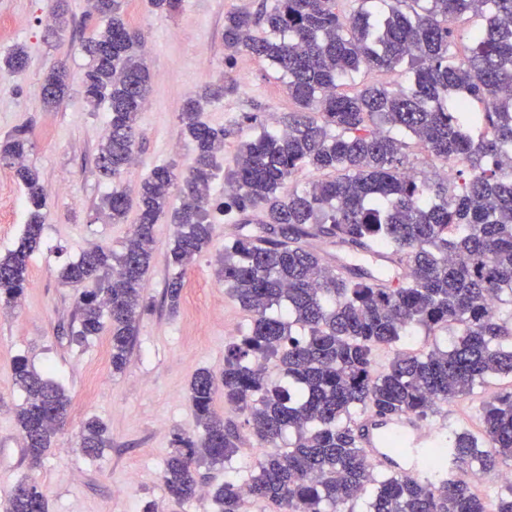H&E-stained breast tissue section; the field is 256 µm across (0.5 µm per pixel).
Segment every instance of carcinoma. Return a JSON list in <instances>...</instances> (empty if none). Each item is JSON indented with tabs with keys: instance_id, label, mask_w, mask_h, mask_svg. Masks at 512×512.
<instances>
[{
	"instance_id": "cac0c4a2",
	"label": "carcinoma",
	"mask_w": 512,
	"mask_h": 512,
	"mask_svg": "<svg viewBox=\"0 0 512 512\" xmlns=\"http://www.w3.org/2000/svg\"><path fill=\"white\" fill-rule=\"evenodd\" d=\"M337 2L274 0L224 16L226 59L245 50L271 64L298 110L285 130L264 129L241 144L224 173L233 193L213 203L226 129L202 122L200 112L235 85L189 96L179 116L195 144L189 165L179 175L173 163L151 169L122 250L93 245L62 273L73 288L99 283L80 293L71 337L82 343L109 331L112 372H123L146 307L154 224L169 212L176 227L165 290L175 314L182 274L212 241L211 211L236 215L239 231L224 240L218 276L251 325L224 347L220 378L205 368L192 377L197 433L173 435L162 473L168 498H199V467L227 468L238 455L237 426L212 409L221 387L264 451L214 491L219 512H242L246 498L276 512H512V485L490 505L457 475L512 463V392L483 405L479 433L449 431L429 453L435 470L419 476L376 469L354 427L367 414L425 421L494 378H512V0H352L347 17ZM466 14L480 24L461 58L450 22ZM102 21L81 41L83 87L89 105L110 110L96 166L112 178L102 212L118 224L132 205L121 176L135 155L151 76L122 0ZM27 62L17 46L0 71L18 75ZM404 64L405 88L345 90L364 68ZM68 89L61 63L41 85L45 106L57 107ZM411 140L453 173L443 181L406 176ZM28 144L24 128L0 139V161L14 168L30 210L18 247L0 254V305L9 308L23 296L47 207L38 172L24 164ZM304 168L326 177L300 185L294 176ZM179 176L183 198L174 207ZM314 240L337 248L336 266ZM421 334L432 346L407 348ZM14 374L24 392L14 417L36 464L64 426L70 397L24 359ZM77 444L92 457L109 447L103 422L86 420ZM0 512H47L46 494L22 480Z\"/></svg>"
}]
</instances>
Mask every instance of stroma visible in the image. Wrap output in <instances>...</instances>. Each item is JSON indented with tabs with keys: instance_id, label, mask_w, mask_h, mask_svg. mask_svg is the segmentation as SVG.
Instances as JSON below:
<instances>
[{
	"instance_id": "1",
	"label": "stroma",
	"mask_w": 512,
	"mask_h": 512,
	"mask_svg": "<svg viewBox=\"0 0 512 512\" xmlns=\"http://www.w3.org/2000/svg\"><path fill=\"white\" fill-rule=\"evenodd\" d=\"M262 0H181L173 13L155 11L149 0H123L124 19L142 34L146 62L153 74L148 100L138 114L136 166L123 183L136 192L154 166L173 163L185 168L193 144L184 136L179 114L185 96L205 84L226 79L235 93L205 105L202 119L225 128L221 168L232 165L239 145L261 129H284L294 109L284 84L271 65L247 53L226 62L224 17L246 9L257 11ZM68 26L49 34L48 0H0V57L25 47L23 73L0 82V136L29 129L26 165L36 169L44 187L63 186L47 200L42 243L28 259L29 279L18 307L0 313V501L27 479L47 495L48 512H142L154 501L159 512H217L210 497L184 505L170 502L161 482L175 431L192 433L196 419L188 398L193 374L201 368L220 373L224 346L242 336L249 314L220 281L216 269L224 241L238 230L233 217L212 214L215 235L183 274L177 314L162 302L173 272L166 262L175 226L169 216L154 226V254L144 296L148 310L123 373L112 371L109 337L85 343L69 340L61 328L76 313L78 291L61 273L97 243L120 250L138 218L130 210L125 223H110L100 212L112 189L94 157L109 125L107 106L91 108L83 80L88 59L80 41L97 26L87 0H67ZM65 61L70 91L55 110L41 98L48 70ZM29 220L25 191L9 166L0 165V253L13 250ZM25 357L43 378L62 385L71 398L67 424L53 439L39 466H31L11 409L23 393L12 364ZM512 390L502 379L474 391L430 419V426L479 430L478 415L492 394ZM91 416L108 428L110 446L93 458L76 447L83 421Z\"/></svg>"
}]
</instances>
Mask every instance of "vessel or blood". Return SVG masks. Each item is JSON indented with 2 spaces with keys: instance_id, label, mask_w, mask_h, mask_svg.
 <instances>
[{
  "instance_id": "vessel-or-blood-1",
  "label": "vessel or blood",
  "mask_w": 512,
  "mask_h": 512,
  "mask_svg": "<svg viewBox=\"0 0 512 512\" xmlns=\"http://www.w3.org/2000/svg\"><path fill=\"white\" fill-rule=\"evenodd\" d=\"M361 445L380 467L414 472L427 448L433 447L438 430L424 427L413 416H367L360 422Z\"/></svg>"
}]
</instances>
